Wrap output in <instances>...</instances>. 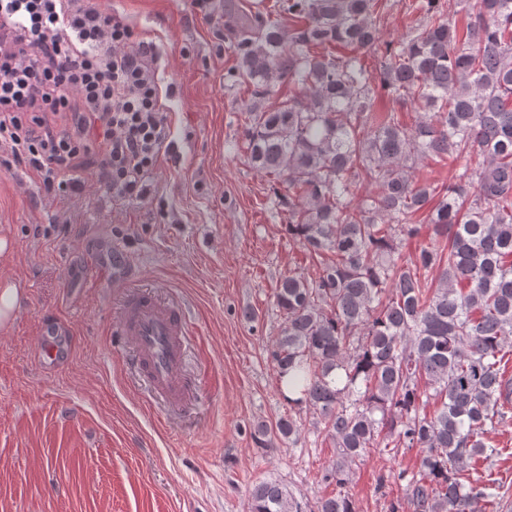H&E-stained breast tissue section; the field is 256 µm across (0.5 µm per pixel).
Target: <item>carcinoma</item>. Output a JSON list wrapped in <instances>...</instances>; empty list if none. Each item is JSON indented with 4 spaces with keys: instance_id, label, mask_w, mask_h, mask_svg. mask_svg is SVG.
<instances>
[{
    "instance_id": "cac0c4a2",
    "label": "carcinoma",
    "mask_w": 512,
    "mask_h": 512,
    "mask_svg": "<svg viewBox=\"0 0 512 512\" xmlns=\"http://www.w3.org/2000/svg\"><path fill=\"white\" fill-rule=\"evenodd\" d=\"M469 5L465 32L437 19L441 0L399 43H382V0H281L299 26L263 11L224 12L238 58L228 78L250 88L243 152L278 180L288 235L319 265L290 273L274 300L284 327L271 358L288 405L316 415L339 449L320 482L339 491L314 512H356L341 488L370 449H419L400 471L414 512H474L493 496L472 478L497 454L490 434L512 413V0ZM385 51L373 72L364 56ZM300 96L265 106L275 82ZM418 103L411 127L377 105L376 88ZM452 160L453 181L417 180L428 159ZM377 188L362 197L359 184ZM426 213L434 242L406 260L402 241ZM259 448L298 443L296 415L257 423ZM249 512H306L276 482L253 486Z\"/></svg>"
}]
</instances>
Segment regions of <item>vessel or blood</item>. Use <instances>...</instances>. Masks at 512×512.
<instances>
[{
  "label": "vessel or blood",
  "instance_id": "obj_1",
  "mask_svg": "<svg viewBox=\"0 0 512 512\" xmlns=\"http://www.w3.org/2000/svg\"><path fill=\"white\" fill-rule=\"evenodd\" d=\"M118 244L104 243L92 252L90 266L108 271L113 287L127 285ZM119 333L136 351V363L154 391L176 401L184 393L181 375L183 346L191 333L187 319L161 306L151 295L127 294L121 309Z\"/></svg>",
  "mask_w": 512,
  "mask_h": 512
}]
</instances>
